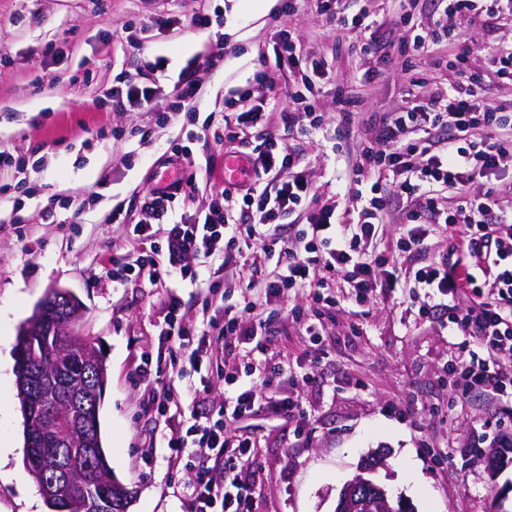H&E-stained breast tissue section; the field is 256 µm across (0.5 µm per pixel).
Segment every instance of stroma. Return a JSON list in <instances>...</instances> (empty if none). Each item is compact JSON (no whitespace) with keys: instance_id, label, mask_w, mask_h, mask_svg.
<instances>
[{"instance_id":"1","label":"stroma","mask_w":512,"mask_h":512,"mask_svg":"<svg viewBox=\"0 0 512 512\" xmlns=\"http://www.w3.org/2000/svg\"><path fill=\"white\" fill-rule=\"evenodd\" d=\"M209 28L184 24L156 32L141 54L129 50L131 28L150 24L154 0H0V150L24 166L0 171V512H49L24 464L23 415L14 375L19 326L54 288L73 292L84 306L73 332L106 350L107 382L99 411L102 445L113 475L134 491L128 512H195L194 464L203 448L175 454L165 440L184 435L191 414L219 405L229 389L212 379L204 398L190 400L199 376L171 365L170 344L160 331L165 306L179 296L195 325L221 304L243 308L240 289L208 297L187 282L159 285L136 280L119 286L111 260L136 258L129 224L108 220L113 204L136 211L134 192L171 180L166 164L171 139L189 123L220 120L243 108L236 90L261 69L260 55L280 31L292 33L298 53L324 59L334 89L316 102L322 129L291 141L324 197L343 188L366 131L354 124L336 138L337 99L362 118L412 106L460 84L445 69L447 45L392 61L361 52L354 31L327 24L314 0L292 15L272 0L262 16L244 14L238 0H217ZM512 42V28L473 26L463 31L468 69L483 74L488 105L512 101V83L487 73L492 48ZM223 45V57L201 68L202 91L191 111L177 107L174 85L187 62ZM169 60L161 91L139 112H116L101 99L121 70ZM369 70L383 76L365 80ZM171 115L158 125L159 113ZM123 130L113 140V129ZM152 129L153 144H139ZM197 164L195 188L181 210L208 208L224 188V155L212 136L190 142ZM404 296L386 302L345 300L327 322L318 363L302 354L296 329L269 345L265 355L236 346L211 360L226 374L264 362L311 373L313 382L290 385L299 414L283 422L257 416L234 424L250 437L255 465L252 512H334L338 493L363 457L384 450L375 481L402 499L409 512H512V462L490 471L488 455L512 448V400L480 390L456 391L451 364L461 341L446 322L406 316ZM148 365L149 382L139 380ZM171 390L168 417L155 411L153 395ZM446 452L445 464L434 456Z\"/></svg>"}]
</instances>
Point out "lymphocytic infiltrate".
<instances>
[{"label": "lymphocytic infiltrate", "mask_w": 512, "mask_h": 512, "mask_svg": "<svg viewBox=\"0 0 512 512\" xmlns=\"http://www.w3.org/2000/svg\"><path fill=\"white\" fill-rule=\"evenodd\" d=\"M483 13L489 23L512 17V0H446L442 15L420 24L410 39L412 51L449 40L461 34L449 18L468 19ZM275 65L301 77V90L289 93L288 109L281 112L283 124L301 135L321 127L320 116L301 123L303 112L324 77L322 62L305 63L295 57L293 43L280 39L272 46ZM168 67L159 57L147 70L120 71L112 79L106 97L116 112L146 108L155 98L157 81ZM449 69L467 73V87H454L406 112H385L376 117L372 139L357 148L343 201H358L355 209H337L320 202L300 158L290 145L268 136L272 113L265 110L266 92L273 79L260 73L254 84L240 89L246 110L225 120L215 143L225 155L246 158L253 177L242 183H227L220 200L204 215L190 221L174 220L182 197L194 189L196 173L187 146L169 143L170 159L178 175L150 188L140 198L142 218L135 230L152 239L155 226L164 228V250H143L135 263H113L112 280L122 284L137 278L150 284L172 279L196 281L199 271L193 260L209 264L204 279L210 291L224 286V271L238 265V285L257 293L265 302L280 300L292 289L302 290L305 303L289 312L292 323L303 329L310 344H317L325 317L339 305L337 285L354 291L356 300L373 293L387 300L407 291L418 301L423 319L447 316L463 341L454 364L461 392L482 389L512 399V204L502 195L499 179L512 171V113L487 107L477 74L467 71V54L448 59ZM473 195L456 208L441 206L437 194ZM404 205L397 247L399 262L378 249L383 216L394 205ZM240 210L238 222H229V208ZM300 215L294 234H286L283 221ZM443 228L452 240V257L427 258V240L433 228ZM278 273L257 280L267 263ZM283 320L257 312L247 303L242 312L220 310L206 328L196 330L179 297H171L162 332L180 358L202 369L208 353L223 341L236 338L252 351L265 352L271 337L281 335ZM248 385L238 376L225 377L234 388L232 396L211 411L205 423H192L183 436L169 439L175 453L187 448H206L225 457L226 477L215 478L207 461H199L192 487L196 512H250L252 488L242 477L250 458L249 439L237 438L232 425L237 420L272 414L293 417L298 403L276 384L282 367L248 368Z\"/></svg>", "instance_id": "lymphocytic-infiltrate-1"}]
</instances>
